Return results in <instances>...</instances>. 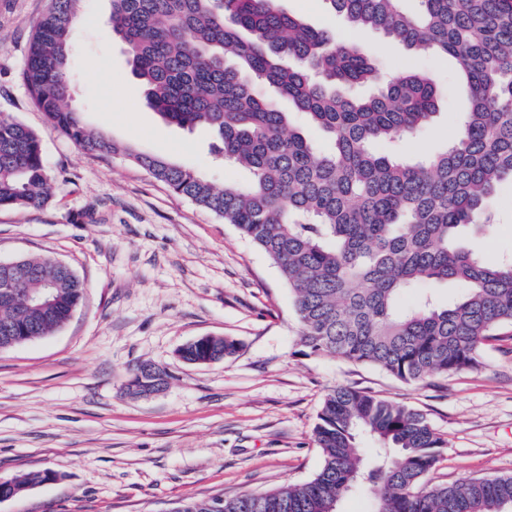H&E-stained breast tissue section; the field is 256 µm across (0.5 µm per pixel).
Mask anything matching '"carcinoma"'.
Wrapping results in <instances>:
<instances>
[{"instance_id":"1","label":"carcinoma","mask_w":512,"mask_h":512,"mask_svg":"<svg viewBox=\"0 0 512 512\" xmlns=\"http://www.w3.org/2000/svg\"><path fill=\"white\" fill-rule=\"evenodd\" d=\"M356 31L375 30L415 51L451 56L471 98L449 143L418 161L411 150L436 115L439 88L405 67L390 81L357 43L286 12L278 0H110L108 24L125 45L133 74L167 123L216 132L214 156L248 170L246 184L215 187L193 168L141 153L89 127L68 104L73 22L85 0H50L35 26L23 80L49 122L90 152L128 158L174 193L234 225L280 270L294 297L306 356L377 367L416 383L482 365V352L512 327V259L490 264L459 243L463 229L491 221L488 203L512 183V0H326ZM295 66L288 65V59ZM268 82L277 98L257 96ZM367 84L366 97L348 89ZM286 98L323 130L320 150L290 127ZM38 135L0 120V207L39 208L50 197ZM453 281L452 305L403 295ZM49 291L46 299L30 297ZM84 283L47 257L0 265V350L65 324ZM236 341L211 336L183 345L190 364L233 357ZM166 369L140 365L127 392L167 384ZM366 435L372 467L357 440ZM323 463L309 481L224 497L223 512H336L347 492L368 485L375 512H512V474L454 485H424L446 441L427 417L346 386L325 395L314 428ZM50 471L0 484L20 494Z\"/></svg>"}]
</instances>
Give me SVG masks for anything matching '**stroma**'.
Returning <instances> with one entry per match:
<instances>
[{
  "label": "stroma",
  "mask_w": 512,
  "mask_h": 512,
  "mask_svg": "<svg viewBox=\"0 0 512 512\" xmlns=\"http://www.w3.org/2000/svg\"><path fill=\"white\" fill-rule=\"evenodd\" d=\"M108 0H86L70 60L71 105L86 123L137 151L194 168L217 186L237 167L211 162L206 128L163 123L103 23ZM288 13L358 40L385 76L406 65L441 88L417 149L444 145L468 107L450 59L411 53L378 32L354 33L326 0H281ZM48 0H0V119L40 138L52 186L40 208H0V261L55 258L85 283L72 317L50 335L0 351V480L51 471L54 480L0 502V512H172L182 501L301 484L322 465L314 441L326 393L345 385L424 413L447 442L432 484L512 474V335L486 345L483 365L407 384L379 368L306 356L293 296L279 269L234 225L173 193L125 158L79 149L52 127L22 78ZM490 230L466 236L493 263L512 253V188ZM238 344L227 361L177 355L201 336ZM162 365L166 388L128 395L138 365Z\"/></svg>",
  "instance_id": "35a3bbf8"
}]
</instances>
